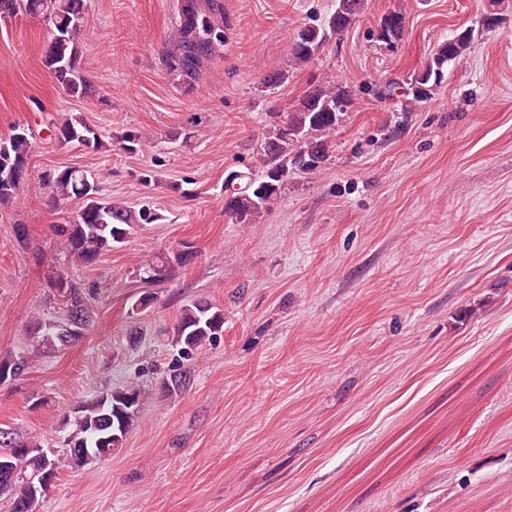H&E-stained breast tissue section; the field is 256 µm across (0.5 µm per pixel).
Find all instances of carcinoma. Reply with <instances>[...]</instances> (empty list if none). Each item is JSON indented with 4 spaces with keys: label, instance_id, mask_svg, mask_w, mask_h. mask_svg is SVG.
<instances>
[{
    "label": "carcinoma",
    "instance_id": "obj_1",
    "mask_svg": "<svg viewBox=\"0 0 512 512\" xmlns=\"http://www.w3.org/2000/svg\"><path fill=\"white\" fill-rule=\"evenodd\" d=\"M366 0H336L333 13L320 26H305L297 31L289 45V61L303 67L333 35L347 31L364 12ZM87 0H0V21L18 16H40L48 22L50 41L44 64L60 88L71 97L86 93L87 81L81 65V37ZM406 26L404 9L384 14L378 24L376 41L391 48L403 39ZM230 21L224 14V0H182L178 17L172 24L164 54L169 72L186 83L199 78L204 65L224 51ZM475 40V29L467 27L437 45L427 61L402 80L393 79L377 89L382 99L412 97L422 102L431 97L445 77L448 65L463 61ZM352 105L351 95L342 88H315L305 92L299 102L285 112L274 113L257 155L255 169L232 170L224 177V214L234 224H250L271 208L288 176L314 173L332 152V134ZM52 136L61 145L78 143L88 148L102 145L101 135L81 117H66L52 123ZM30 132L21 126L0 138V203L16 197L28 175ZM60 200L79 201L66 224L53 225V232L64 244L71 261L91 266L99 258L130 241L136 228L158 220L149 208L133 211L127 206L99 196L97 174L79 167H66L43 175ZM192 259V251L173 256L164 253L146 261L138 269L139 282L145 287L132 307L146 309L153 301L149 288L165 282L176 265ZM50 288L66 301L67 313L58 320L33 317L28 341L36 352L66 346L85 335L92 323L90 301L96 292L74 282L61 271L50 280ZM224 334V309L205 303L184 305L174 327L173 346L186 359ZM28 369V359L17 355L0 360V384L15 381ZM184 367L171 368L161 382L166 394L184 389L188 375ZM146 391L131 382L79 406L74 427L64 440L68 448L62 458L41 451L32 436L9 430V443H0V466L15 474L0 478V497L9 501V512H35L39 498L34 492L47 476L54 478L64 464L84 468L112 455L138 421Z\"/></svg>",
    "mask_w": 512,
    "mask_h": 512
}]
</instances>
